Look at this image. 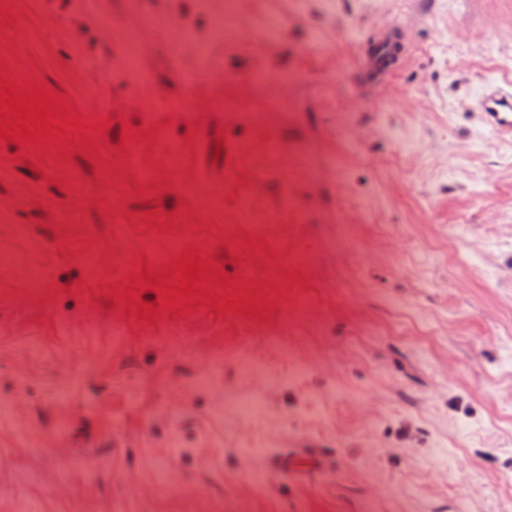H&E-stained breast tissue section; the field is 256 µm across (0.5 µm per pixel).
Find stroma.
I'll return each mask as SVG.
<instances>
[{
    "label": "stroma",
    "mask_w": 512,
    "mask_h": 512,
    "mask_svg": "<svg viewBox=\"0 0 512 512\" xmlns=\"http://www.w3.org/2000/svg\"><path fill=\"white\" fill-rule=\"evenodd\" d=\"M45 2L0 28V63L77 116L107 102L112 126L89 161L0 144V211L56 262L33 290L22 242L0 243V512L512 507V145L476 107L485 84L512 83V0H241L213 51L216 84L140 22L164 13L205 36L198 0ZM105 15L139 46L110 38ZM270 17L283 21L272 40ZM390 21L399 49L375 74L364 60ZM107 53L104 72L95 61ZM189 77L195 112L145 119L142 98L181 99ZM279 93L294 119L260 121ZM226 98L246 119L225 117ZM125 123L151 139L118 145ZM271 139L283 145L274 159ZM145 168L156 187L141 202L133 180ZM197 183L223 197L222 212L189 193ZM245 193L268 209L292 194L303 220L242 227ZM156 201L184 218L171 234L144 227ZM245 235L277 246L244 255ZM173 237L207 256L230 250L229 276L275 279L268 319L201 307L150 321L105 301L103 284L139 257L158 271ZM239 394L260 397L256 416L235 415ZM289 448L336 466L282 475L272 457Z\"/></svg>",
    "instance_id": "1"
}]
</instances>
